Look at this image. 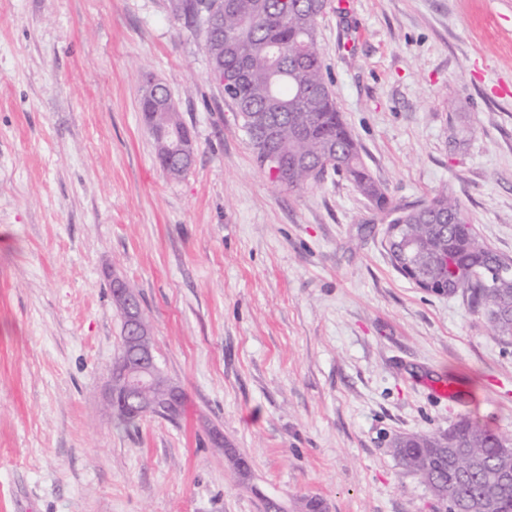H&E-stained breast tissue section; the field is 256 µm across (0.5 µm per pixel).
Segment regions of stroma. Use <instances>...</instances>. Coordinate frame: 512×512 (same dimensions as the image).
I'll use <instances>...</instances> for the list:
<instances>
[{
  "instance_id": "stroma-1",
  "label": "stroma",
  "mask_w": 512,
  "mask_h": 512,
  "mask_svg": "<svg viewBox=\"0 0 512 512\" xmlns=\"http://www.w3.org/2000/svg\"><path fill=\"white\" fill-rule=\"evenodd\" d=\"M318 42L393 203L448 190L512 257V0H332ZM148 74L193 137L178 179ZM387 223L342 177L257 167L170 0H0V512H436L391 442L463 418L512 437V338L405 278ZM115 278L185 393L176 421L112 423ZM155 88L165 87L162 83L152 79L145 83L141 95V108L143 98L151 89ZM143 114L146 123L151 127L157 128L159 131H163L165 128L171 126L179 127L183 132L182 142L188 157L194 156L192 137L190 138L189 130L181 121L177 108H172L171 106L158 107L154 97L146 96L143 103Z\"/></svg>"
}]
</instances>
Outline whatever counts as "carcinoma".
I'll return each instance as SVG.
<instances>
[{
  "mask_svg": "<svg viewBox=\"0 0 512 512\" xmlns=\"http://www.w3.org/2000/svg\"><path fill=\"white\" fill-rule=\"evenodd\" d=\"M200 2L206 15L216 0H171L172 12L176 16L193 12ZM243 2L248 15L226 11L217 22L224 31V41H217L215 30L205 27L202 46L216 68L238 53L247 60L248 78L234 89L233 104L252 146H257V135L261 134L253 117L272 110L281 114L278 145L294 165L288 176L272 174L270 178L290 189H304L333 171L386 213L389 223H396L400 214H405L406 253L428 278H447L442 251L448 253V265L461 271L489 269L498 253L477 236L448 192L413 207L395 205L363 163L329 89L318 48L319 19L329 3L317 8L311 0ZM143 114L146 123L160 131L180 128L187 155L194 156L192 138L177 109L159 107L154 97L147 96ZM459 286L468 289L474 305L512 326V290L496 287L489 277L462 280ZM112 419L116 426L130 429L137 427L143 416L120 410L112 412ZM499 439L498 434L461 419L444 431L399 436L392 449L400 463L426 486L438 483L443 488L454 487L455 498L447 505V512H476L474 502L486 494L483 471L501 458ZM451 445L460 447L463 456L461 464L454 467L448 466L445 451Z\"/></svg>",
  "mask_w": 512,
  "mask_h": 512,
  "instance_id": "carcinoma-1",
  "label": "carcinoma"
}]
</instances>
